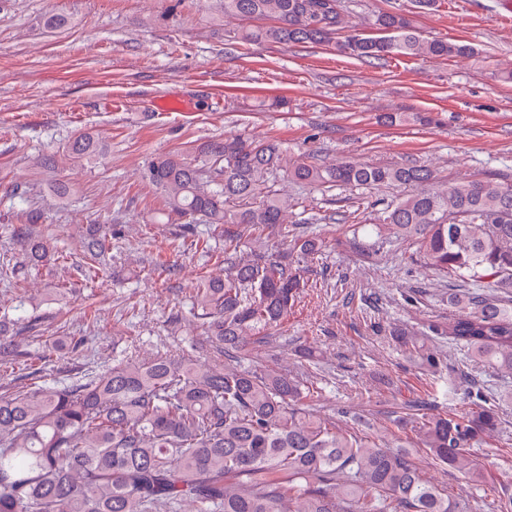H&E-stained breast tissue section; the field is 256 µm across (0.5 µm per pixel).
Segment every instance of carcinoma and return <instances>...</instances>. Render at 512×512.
Returning a JSON list of instances; mask_svg holds the SVG:
<instances>
[{
    "instance_id": "obj_1",
    "label": "carcinoma",
    "mask_w": 512,
    "mask_h": 512,
    "mask_svg": "<svg viewBox=\"0 0 512 512\" xmlns=\"http://www.w3.org/2000/svg\"><path fill=\"white\" fill-rule=\"evenodd\" d=\"M224 16L271 20L243 35L293 47L330 44L360 59L391 55L466 58L467 44L419 35L397 13L375 20L380 37L345 31L344 0H224ZM79 133L62 154H43L35 174L62 171L101 152ZM143 177L165 198L168 224L189 219L224 226V277L200 283L192 308L205 359L125 355L111 369L70 383L52 380L0 394V512H469L421 475L413 449L424 448L474 485L485 482L469 449L499 430L503 404L478 390L470 407L448 417L414 409L398 419L404 441L359 437L304 409L305 381L253 350L273 344L305 288L303 262L321 239L291 237L289 251L245 233L268 228L288 237V193L277 181L332 187L414 188L384 208L377 235L408 243L423 264L448 278L487 281L512 294V183L487 177L442 187L416 163L374 166L348 159L299 162L276 140L242 135L203 141L152 159ZM25 212L12 227L24 256L59 254ZM90 260L111 249L112 225L83 235ZM448 337L497 373L512 377V299L472 291L448 298ZM17 354L0 328V365Z\"/></svg>"
}]
</instances>
